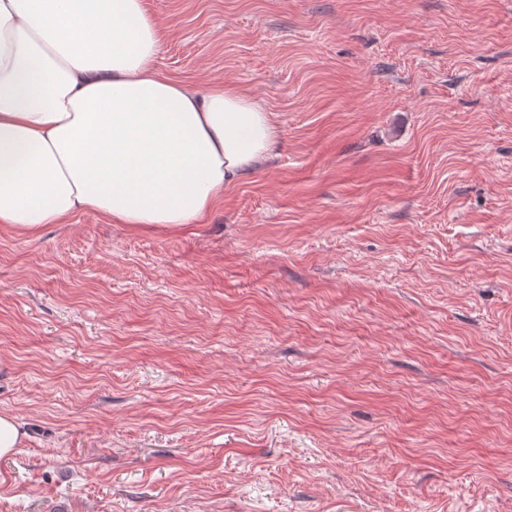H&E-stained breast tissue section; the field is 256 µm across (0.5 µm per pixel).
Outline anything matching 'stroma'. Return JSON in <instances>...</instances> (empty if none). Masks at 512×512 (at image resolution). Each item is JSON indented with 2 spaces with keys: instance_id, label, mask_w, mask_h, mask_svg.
<instances>
[{
  "instance_id": "stroma-1",
  "label": "stroma",
  "mask_w": 512,
  "mask_h": 512,
  "mask_svg": "<svg viewBox=\"0 0 512 512\" xmlns=\"http://www.w3.org/2000/svg\"><path fill=\"white\" fill-rule=\"evenodd\" d=\"M279 137L198 223L0 229V512H512V0H145ZM26 432L16 418L8 413H0V458H8L16 448H20Z\"/></svg>"
}]
</instances>
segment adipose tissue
Returning a JSON list of instances; mask_svg holds the SVG:
<instances>
[{"label": "adipose tissue", "mask_w": 512, "mask_h": 512, "mask_svg": "<svg viewBox=\"0 0 512 512\" xmlns=\"http://www.w3.org/2000/svg\"><path fill=\"white\" fill-rule=\"evenodd\" d=\"M144 0H0V226L202 218L270 151L271 112L158 67Z\"/></svg>", "instance_id": "adipose-tissue-1"}]
</instances>
